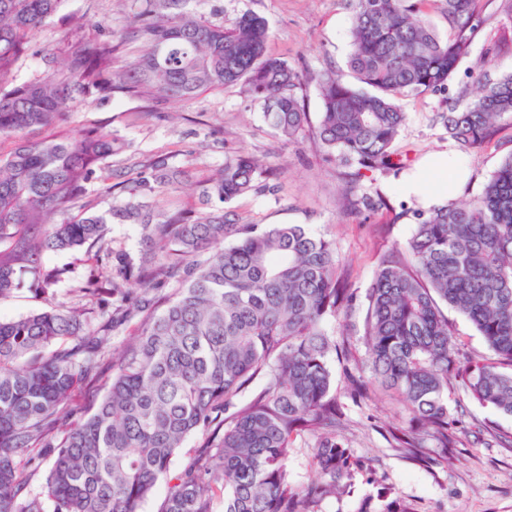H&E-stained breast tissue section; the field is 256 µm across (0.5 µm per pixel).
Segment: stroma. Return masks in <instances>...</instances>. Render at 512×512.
I'll return each instance as SVG.
<instances>
[{"label": "stroma", "mask_w": 512, "mask_h": 512, "mask_svg": "<svg viewBox=\"0 0 512 512\" xmlns=\"http://www.w3.org/2000/svg\"><path fill=\"white\" fill-rule=\"evenodd\" d=\"M511 4L512 0H483L487 23L446 89L403 98L407 119L395 149L406 165L384 173L368 172L360 179L361 191L386 203L367 220L345 204L348 178L324 161L312 133L285 141L265 121L261 101L238 85L163 101L117 96L97 104L79 102L66 125L72 128L93 122L125 139L128 149L111 159L117 175L159 153L171 155L200 180L221 167L225 157L239 152L278 170L275 191L236 199L228 209L243 224H303L335 239L357 295L349 338L362 364L367 359L362 340L365 296L377 259L387 250L402 247L419 213L428 209L420 197L403 190V182L429 158L455 149L441 116L449 108L461 109L472 101V74L479 62L492 58L488 75L493 79L512 72V29L503 26ZM139 7L138 0H62L51 21L32 33L31 50L15 67L17 81L53 72L74 16L83 17L89 26L107 22L118 60L141 54L147 40L132 21ZM186 9L227 26L242 13L258 14L271 28L268 54L310 73L326 68L341 76L347 73L351 13L345 0H189ZM510 153L512 129L505 128L482 153L460 154L466 177L456 184L453 198L478 195L501 158ZM44 264L65 271L54 288L57 300L75 301V288L89 274L83 255L54 253L45 257ZM349 368V363H337L333 371L344 412L340 431L360 468L351 493L324 501L322 512H356L362 499L382 497L399 500L413 512H512V446L501 441L502 436H512V416L461 397L449 405L456 446L429 448L424 458H414L395 448L389 435L391 429L407 427L406 417L386 399L353 400Z\"/></svg>", "instance_id": "stroma-1"}]
</instances>
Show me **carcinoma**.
Here are the masks:
<instances>
[{"label": "carcinoma", "mask_w": 512, "mask_h": 512, "mask_svg": "<svg viewBox=\"0 0 512 512\" xmlns=\"http://www.w3.org/2000/svg\"><path fill=\"white\" fill-rule=\"evenodd\" d=\"M62 0H0V298L26 287L45 301L0 320V512H140L157 483L159 512H320L351 492L353 454L336 430L334 360H349L336 319L351 314L336 241L302 224H240L218 209L200 212L164 199L189 180L168 155H155L112 182V155L127 148L95 125L61 131L77 101L118 95L175 99L241 85L286 140L310 126L298 90L315 82L321 112L314 138L325 158L365 172L398 169L394 143L405 124L401 99L447 87L480 30L482 0H347L352 12L350 80L314 75L267 54L271 31L251 12L230 26L194 18L187 0H142L134 16L146 51L114 69L112 33L75 36L52 74L15 84L29 34ZM436 10L451 34L440 38ZM475 99L443 115L448 136L482 152L512 122V74L474 76ZM277 172L237 153L203 180L202 197L226 204L273 188ZM97 180L112 195L105 215L84 200ZM63 214L57 223L52 216ZM133 224L147 249L138 263L105 247L107 224ZM82 252L113 273L92 275L78 292L118 305L100 324L86 308L56 299L62 272L43 258ZM174 282L176 290L159 293ZM139 286L131 296L128 285ZM369 379L395 396L411 426L403 448H451L448 402L463 393L512 415V153L470 200L433 207L402 248L378 259L366 294ZM464 316L492 357L460 363L444 309ZM132 316L139 325L112 358L92 408L69 419L74 393L102 375L105 342ZM314 438L313 480H296L288 460ZM191 437L194 455L174 470ZM49 460L39 495L24 494L17 458ZM412 512L392 500L379 510Z\"/></svg>", "instance_id": "carcinoma-1"}]
</instances>
